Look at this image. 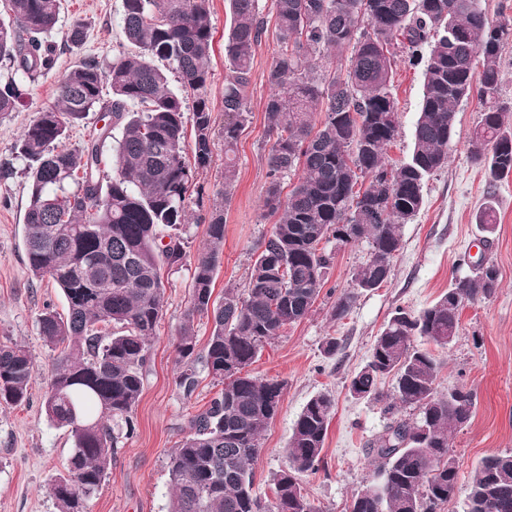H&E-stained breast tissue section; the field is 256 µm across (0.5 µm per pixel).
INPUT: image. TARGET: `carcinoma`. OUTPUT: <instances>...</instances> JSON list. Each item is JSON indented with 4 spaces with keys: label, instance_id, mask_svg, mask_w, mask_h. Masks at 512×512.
<instances>
[{
    "label": "carcinoma",
    "instance_id": "obj_1",
    "mask_svg": "<svg viewBox=\"0 0 512 512\" xmlns=\"http://www.w3.org/2000/svg\"><path fill=\"white\" fill-rule=\"evenodd\" d=\"M122 2V33L135 51L119 52L106 68L90 56L71 68L56 103L39 112L17 145L28 182V267L35 278L53 280L68 306L65 319L48 307L38 317L45 345L59 350L45 413L67 430L73 448L67 474L48 489L57 512H88L117 449L135 429L150 339L163 315L161 266L181 267L188 259L187 194L196 170L210 164L217 135L224 139V196L231 193L230 154L246 121L251 63L271 32L259 0H229L218 133L207 97L214 40L209 0ZM7 5L8 19H0L1 117L16 111L22 79L54 68L56 49L47 35L61 0ZM272 6L280 52L267 73L274 92L265 110L274 141L264 207L276 221L252 263L247 290L226 288L217 302L224 203L212 204L207 246L194 260L190 306L178 330L176 385L191 397L200 364L224 389L189 420L170 455V512H319L300 476L319 469L334 400L318 393L307 401L288 441V469L275 476L273 498L263 501L253 493L252 463L285 382L258 377L249 367L263 345L311 311L331 264L330 240L367 244L355 286L367 291L388 280L402 227L422 208L424 181L448 165L462 100L475 96L482 107L470 160L490 183L512 174V120L501 99L499 66L512 42L511 16L489 18L483 0H272ZM395 46L412 58L426 56V67L411 155L390 168L386 152L398 132ZM332 50L347 56L338 73L318 64ZM106 84L111 122L67 147L68 128L101 106ZM114 129L119 137L105 179L103 144ZM290 175L297 182L283 199L281 180ZM498 288V271L488 265L473 277L454 278L448 292L417 313L395 309L350 392L382 401L377 382L391 375L392 401L384 411L413 407L419 418L396 419L373 440L370 452L382 460L378 479L352 496L347 512H437L453 497L458 468L449 437L471 419L475 396L462 385L439 391L440 366L414 339L448 346L463 307ZM198 315L212 320L201 351ZM34 372L24 347L1 343L0 401H26ZM500 502L512 505L511 452L480 461L466 512H496Z\"/></svg>",
    "mask_w": 512,
    "mask_h": 512
}]
</instances>
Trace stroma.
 Segmentation results:
<instances>
[{"instance_id":"1","label":"stroma","mask_w":512,"mask_h":512,"mask_svg":"<svg viewBox=\"0 0 512 512\" xmlns=\"http://www.w3.org/2000/svg\"><path fill=\"white\" fill-rule=\"evenodd\" d=\"M209 7L214 41L207 93L220 121L228 0H209ZM121 13L122 0H62L51 37L57 52L55 68L23 81L24 95L16 112L0 117V168L12 170L8 178L0 177V343H20L36 360L28 401L0 406V512H56L48 487L65 473L72 452L66 429L51 423L43 406L54 354L37 322L47 306L65 313L66 301L52 282L34 278L28 267L23 247L27 178L15 145L38 112L54 104L62 76L76 61L93 56L102 65L111 63L124 40ZM77 22L87 36L75 47L65 34ZM278 52L276 41L268 38L253 57L249 112L236 148L238 176L224 207V251L214 289L218 297L225 288L246 287L252 260L274 224L264 215L266 157L273 140L265 104L270 94L266 75ZM424 69V61L403 59L394 70L399 129L387 150L389 165L401 164L412 151ZM480 114L477 99L458 104L450 161L427 179L425 203L402 229L388 281L370 291L356 288L352 276L368 257L366 245L329 242L332 262L312 311L286 327L252 364L253 374L286 383L278 414L263 433V447L254 463L253 492L259 498L272 497L273 479L287 466L286 448L303 406L313 395L327 392L336 408L323 463L301 481L321 512H345L352 495L375 480L380 462L368 449L392 421L383 403L351 396V378L367 363L375 338L396 307L420 311L447 291L453 278L475 275L479 266L488 264L499 273L496 293L466 305L453 343L433 350L442 363L441 388L462 384L476 397L471 421L449 439L458 481L454 496L440 512H465L477 463L485 456L512 451V176L489 184L481 168L470 161L468 144ZM223 170L224 141L218 138L209 166L198 170L188 193L189 222L183 233L190 255H197L205 242L208 212L224 189ZM487 201L497 216L490 233L476 222ZM192 273L189 263L162 270L163 316L150 342L144 390L134 413L135 432L119 448L89 512H168L169 457L186 435L191 417L222 389L203 369L191 398H184L175 382L177 331L188 309ZM345 293L352 297L351 308L343 318H334L332 307ZM331 336L342 341L333 357L323 350Z\"/></svg>"}]
</instances>
